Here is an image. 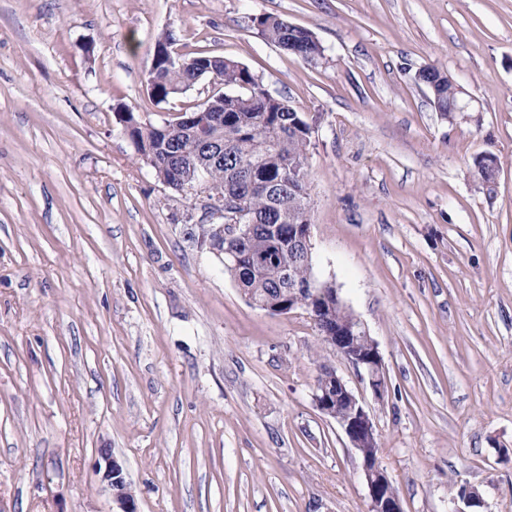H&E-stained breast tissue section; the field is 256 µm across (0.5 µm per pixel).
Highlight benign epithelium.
<instances>
[{
	"label": "benign epithelium",
	"instance_id": "7a95c632",
	"mask_svg": "<svg viewBox=\"0 0 512 512\" xmlns=\"http://www.w3.org/2000/svg\"><path fill=\"white\" fill-rule=\"evenodd\" d=\"M195 200L199 202L202 211L201 221L211 225L214 239H243L251 231L252 225L245 223L244 212L238 210V207H223L202 191L196 193ZM333 347L350 364L366 372L375 397L384 399L387 381L382 357L365 324L359 319L356 320L353 329L342 331L336 336ZM340 400L349 403V416L340 420L339 424L362 458V471L369 495V512H403L399 497L389 491L392 483L386 471L380 466L377 457L368 453V449L376 444V428L369 413L343 379L330 368L325 382L316 385L313 401L321 413L334 418V403ZM101 455L105 460L102 478L112 488L121 512H137L134 500L126 491L127 483L121 464L110 456L106 448L101 450Z\"/></svg>",
	"mask_w": 512,
	"mask_h": 512
}]
</instances>
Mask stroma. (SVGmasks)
Masks as SVG:
<instances>
[{"mask_svg":"<svg viewBox=\"0 0 512 512\" xmlns=\"http://www.w3.org/2000/svg\"><path fill=\"white\" fill-rule=\"evenodd\" d=\"M261 14L322 58L267 42ZM167 31L310 124L313 273L377 342L384 400L306 310L250 304L135 158L119 106L156 123L220 89L150 98ZM428 64L473 111H435ZM325 365L404 512H512V0H0V512H118L103 448L137 512H368L361 457L312 400ZM286 20L272 14H263L253 18V26L263 38L287 54L300 57L308 62H316L323 56V48L306 28L300 27L295 33L288 28Z\"/></svg>","mask_w":512,"mask_h":512,"instance_id":"obj_1","label":"stroma"}]
</instances>
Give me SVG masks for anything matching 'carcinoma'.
<instances>
[{
    "label": "carcinoma",
    "mask_w": 512,
    "mask_h": 512,
    "mask_svg": "<svg viewBox=\"0 0 512 512\" xmlns=\"http://www.w3.org/2000/svg\"><path fill=\"white\" fill-rule=\"evenodd\" d=\"M253 26L263 38L287 54L308 62L323 56V48L306 29L294 32L279 16L263 14L253 18ZM427 78L436 80L438 101L447 117L453 116L458 93L448 82L446 71L436 65L421 67ZM210 77L224 84L226 92L206 101L211 111L224 117L211 131L210 144L199 139L195 126L184 121L143 122L127 107L119 112L133 124L130 132L139 161L151 167L157 179L172 182L181 198L193 199L201 183L223 198L233 197L246 211L252 224L250 235L241 242L222 244L236 252L237 261H222L228 272L243 286L244 293L265 295L283 304L304 302L310 296L296 289L307 285L331 288L312 274V262L291 246L296 231L310 225L307 197L292 182L294 170L310 163V125L288 101L268 105L265 91L245 65L220 56L200 54L188 62L154 61L147 72L149 95L157 102L183 94L199 79ZM352 311L338 306L325 327H317L322 344L331 347L328 337L349 327Z\"/></svg>",
    "instance_id": "obj_1"
}]
</instances>
